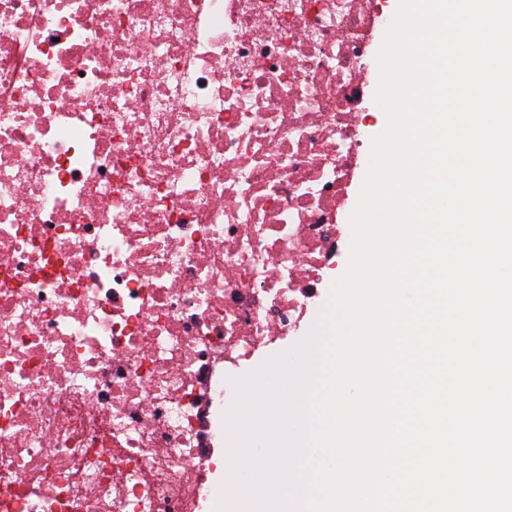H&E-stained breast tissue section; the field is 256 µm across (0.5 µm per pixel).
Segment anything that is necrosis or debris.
I'll use <instances>...</instances> for the list:
<instances>
[{
    "instance_id": "1",
    "label": "necrosis or debris",
    "mask_w": 512,
    "mask_h": 512,
    "mask_svg": "<svg viewBox=\"0 0 512 512\" xmlns=\"http://www.w3.org/2000/svg\"><path fill=\"white\" fill-rule=\"evenodd\" d=\"M375 0H0V512L255 494L238 382L336 267Z\"/></svg>"
}]
</instances>
